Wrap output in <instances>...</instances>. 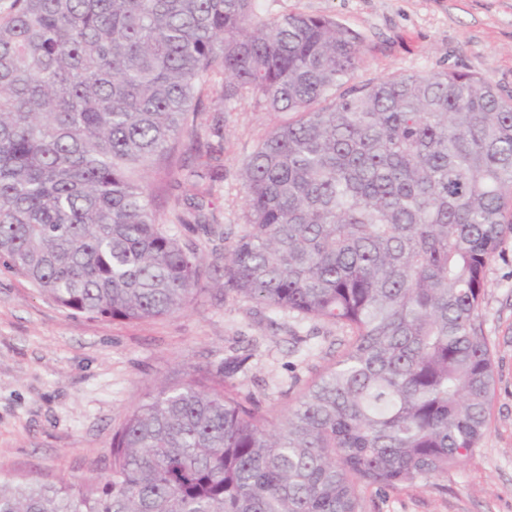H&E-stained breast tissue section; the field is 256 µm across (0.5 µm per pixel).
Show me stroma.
Here are the masks:
<instances>
[{
  "mask_svg": "<svg viewBox=\"0 0 512 512\" xmlns=\"http://www.w3.org/2000/svg\"><path fill=\"white\" fill-rule=\"evenodd\" d=\"M266 16L335 17L363 38L353 81L395 72L468 71L512 94V0H261ZM281 120L250 102L222 112L202 97L197 140L170 173L150 174L164 228L206 261L247 229L240 167ZM479 322L496 393L477 451L447 476L365 493L364 512H512V235L488 270ZM336 324L273 311L209 283L184 311L133 322L72 316L0 266V478L82 483L109 474L114 430L162 384L232 379L283 412L342 349Z\"/></svg>",
  "mask_w": 512,
  "mask_h": 512,
  "instance_id": "35a3bbf8",
  "label": "stroma"
}]
</instances>
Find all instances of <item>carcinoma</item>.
<instances>
[{"instance_id": "carcinoma-1", "label": "carcinoma", "mask_w": 512, "mask_h": 512, "mask_svg": "<svg viewBox=\"0 0 512 512\" xmlns=\"http://www.w3.org/2000/svg\"><path fill=\"white\" fill-rule=\"evenodd\" d=\"M361 35L260 0H13L0 22V265L76 317L178 313L226 291L349 331L280 414L227 382L162 386L84 484L0 479V512H362L485 434L479 324L512 233V95L474 73L351 83ZM221 80H216V77ZM286 119L241 166L249 230L208 269L162 229L150 171L192 103Z\"/></svg>"}]
</instances>
